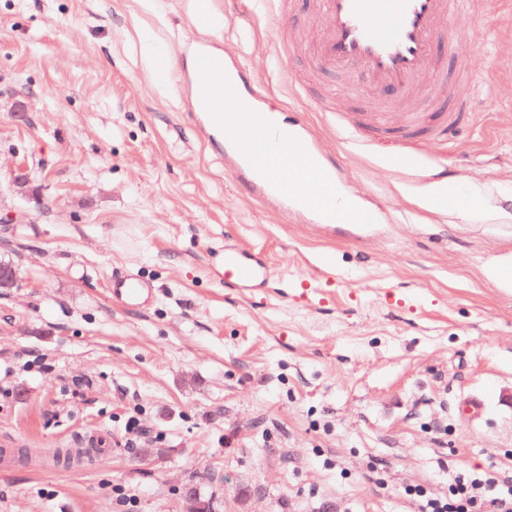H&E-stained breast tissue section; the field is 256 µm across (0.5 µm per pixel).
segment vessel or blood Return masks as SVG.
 I'll return each instance as SVG.
<instances>
[{"label": "vessel or blood", "instance_id": "obj_1", "mask_svg": "<svg viewBox=\"0 0 512 512\" xmlns=\"http://www.w3.org/2000/svg\"><path fill=\"white\" fill-rule=\"evenodd\" d=\"M486 0H319V13L330 22L322 27L312 56L317 67L352 77L360 72L383 93L379 112H355L336 119L349 142L371 127L376 134L406 144L401 165L416 163L413 147L423 138L454 139L475 116L476 69L465 67L464 83L448 87L434 79L419 93L421 76L435 68L438 33L447 29L450 43L459 35H474L487 27ZM195 79L191 86L190 115L201 135L218 145L239 181L262 198L298 203L307 211L328 216L332 223H379L381 211L360 212L344 203L329 207L323 192L338 182L335 165L316 147L304 125L283 127L276 113L260 108L261 89L246 79L240 67L229 66L223 52L208 39H200L194 55ZM302 169L298 190H289L274 177L273 165ZM226 284L257 288L272 275L254 254L228 244L214 254ZM112 295L123 304L148 305L152 291L137 275L112 278Z\"/></svg>", "mask_w": 512, "mask_h": 512}]
</instances>
